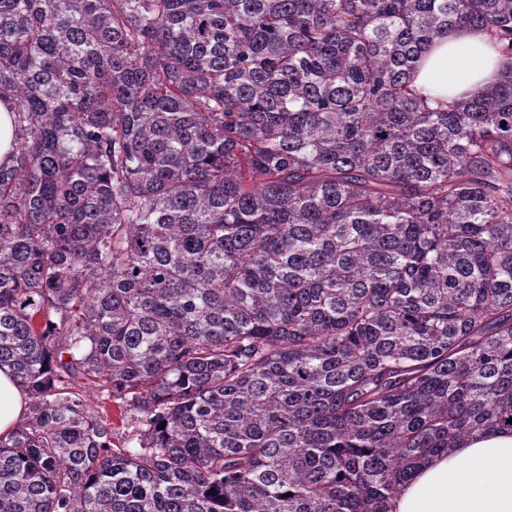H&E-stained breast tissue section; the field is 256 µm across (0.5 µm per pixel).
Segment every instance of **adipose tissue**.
I'll return each instance as SVG.
<instances>
[{
  "instance_id": "ef3b65f1",
  "label": "adipose tissue",
  "mask_w": 512,
  "mask_h": 512,
  "mask_svg": "<svg viewBox=\"0 0 512 512\" xmlns=\"http://www.w3.org/2000/svg\"><path fill=\"white\" fill-rule=\"evenodd\" d=\"M502 63L485 36L474 30L437 39L414 74L416 87L465 97L497 81ZM28 397L8 369L0 370V437L28 411ZM391 512H512V432L495 431L429 458L404 485Z\"/></svg>"
}]
</instances>
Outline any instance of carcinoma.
<instances>
[{
  "instance_id": "1",
  "label": "carcinoma",
  "mask_w": 512,
  "mask_h": 512,
  "mask_svg": "<svg viewBox=\"0 0 512 512\" xmlns=\"http://www.w3.org/2000/svg\"><path fill=\"white\" fill-rule=\"evenodd\" d=\"M462 29L507 76L418 90ZM3 98L0 512H389L512 431V0H0ZM14 105L9 100L0 101V164L7 165L14 151ZM32 403L33 400L30 398V396L28 402L27 394L16 381L12 373L7 368L1 369L0 437L6 438L11 434L19 421V423H22L26 420V418L29 416ZM84 398L89 411L95 414L99 412L103 416L107 415L108 422L112 425V429L119 439L125 437V434L130 433L133 430L132 427H135L130 421L128 425H125L127 421L123 417L121 409L112 404L106 395L99 393L96 389H87Z\"/></svg>"
}]
</instances>
